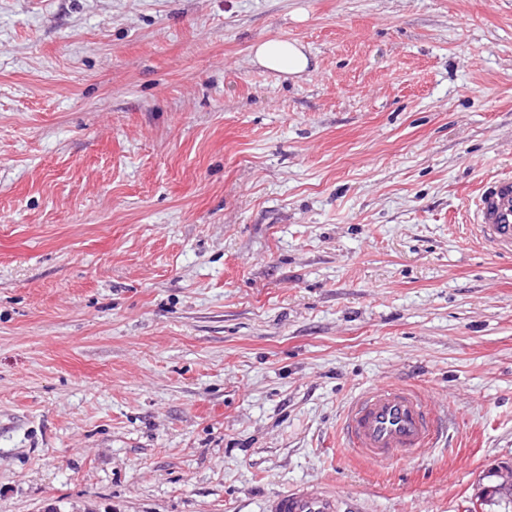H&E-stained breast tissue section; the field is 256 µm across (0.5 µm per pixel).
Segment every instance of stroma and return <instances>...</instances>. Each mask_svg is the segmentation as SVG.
Listing matches in <instances>:
<instances>
[{"label": "stroma", "instance_id": "35a3bbf8", "mask_svg": "<svg viewBox=\"0 0 512 512\" xmlns=\"http://www.w3.org/2000/svg\"><path fill=\"white\" fill-rule=\"evenodd\" d=\"M505 174L512 0H0V512H495ZM392 381L449 436L369 468L342 413ZM251 61L263 69L291 77L313 69L312 57L303 44L277 38L255 43L251 47ZM476 239L490 253L512 259V177L493 176L481 186L474 200ZM345 500L338 488L301 485L273 496L267 512H347Z\"/></svg>", "mask_w": 512, "mask_h": 512}]
</instances>
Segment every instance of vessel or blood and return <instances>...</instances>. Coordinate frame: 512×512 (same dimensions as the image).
<instances>
[{"instance_id":"1","label":"vessel or blood","mask_w":512,"mask_h":512,"mask_svg":"<svg viewBox=\"0 0 512 512\" xmlns=\"http://www.w3.org/2000/svg\"><path fill=\"white\" fill-rule=\"evenodd\" d=\"M472 232L483 248L512 259V177L493 176L474 200ZM445 415L424 394L405 384L361 391L344 413V444L363 463L381 466L420 455L443 432ZM340 489L292 487L273 496L267 512H346Z\"/></svg>"}]
</instances>
